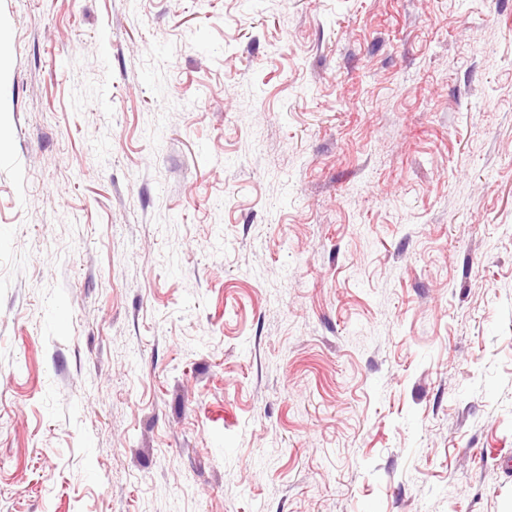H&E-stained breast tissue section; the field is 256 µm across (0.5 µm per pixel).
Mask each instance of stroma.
<instances>
[{
  "label": "stroma",
  "mask_w": 512,
  "mask_h": 512,
  "mask_svg": "<svg viewBox=\"0 0 512 512\" xmlns=\"http://www.w3.org/2000/svg\"><path fill=\"white\" fill-rule=\"evenodd\" d=\"M0 512H512V0H0Z\"/></svg>",
  "instance_id": "stroma-1"
}]
</instances>
